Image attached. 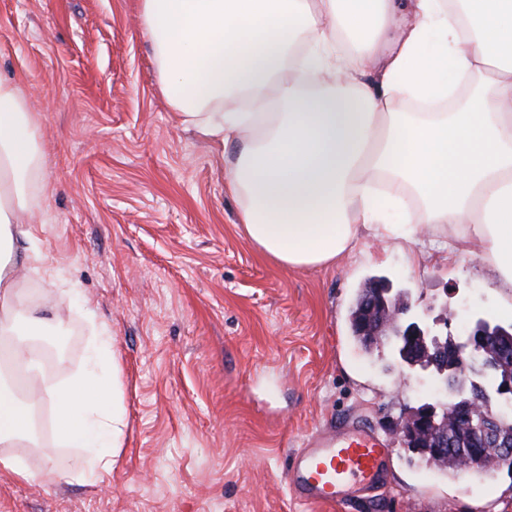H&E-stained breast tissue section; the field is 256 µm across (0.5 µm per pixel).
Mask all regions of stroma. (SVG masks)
<instances>
[{
  "instance_id": "35a3bbf8",
  "label": "stroma",
  "mask_w": 512,
  "mask_h": 512,
  "mask_svg": "<svg viewBox=\"0 0 512 512\" xmlns=\"http://www.w3.org/2000/svg\"><path fill=\"white\" fill-rule=\"evenodd\" d=\"M141 0H0V76L17 82L38 128L32 206L41 273L62 292L42 308L47 378L83 371L98 329L120 367L124 444L110 475L84 483L0 474V512H512L507 471L448 474L393 445L387 479L336 508L305 505L286 482L319 430L363 424L393 437L433 399L425 370L400 381L388 348L350 331L358 291H406L411 315L461 337L483 317L512 323V300L483 259L458 272L361 237L330 270L276 266L238 235L224 185L232 152L183 130L158 87Z\"/></svg>"
}]
</instances>
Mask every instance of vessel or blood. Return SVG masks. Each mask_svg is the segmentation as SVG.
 I'll return each mask as SVG.
<instances>
[{"label": "vessel or blood", "instance_id": "obj_1", "mask_svg": "<svg viewBox=\"0 0 512 512\" xmlns=\"http://www.w3.org/2000/svg\"><path fill=\"white\" fill-rule=\"evenodd\" d=\"M389 446L385 437L362 426L317 432L290 464L288 489L303 502L336 506L347 500L353 487L380 482Z\"/></svg>", "mask_w": 512, "mask_h": 512}]
</instances>
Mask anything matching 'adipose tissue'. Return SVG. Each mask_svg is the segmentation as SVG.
Wrapping results in <instances>:
<instances>
[{"label": "adipose tissue", "instance_id": "1", "mask_svg": "<svg viewBox=\"0 0 512 512\" xmlns=\"http://www.w3.org/2000/svg\"><path fill=\"white\" fill-rule=\"evenodd\" d=\"M414 12L392 46L394 0H141L140 18L181 123L236 145L224 181L241 201L238 233L264 257L329 269L360 236L387 247L426 234L449 260L479 254L512 292V0H414ZM342 39L354 45L344 56ZM328 66L347 79L307 83ZM476 75L458 111L406 107ZM37 164L23 92L0 79V355L25 378L42 372L43 320L25 310L19 277L43 255L12 245L30 233L23 189ZM92 358L41 388L52 412L39 431L21 386L0 381L1 472L34 479L23 447L42 450L53 482L111 472L125 427L111 337H96ZM60 447L82 454L62 464Z\"/></svg>", "mask_w": 512, "mask_h": 512}]
</instances>
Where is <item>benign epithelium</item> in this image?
<instances>
[{"instance_id": "1", "label": "benign epithelium", "mask_w": 512, "mask_h": 512, "mask_svg": "<svg viewBox=\"0 0 512 512\" xmlns=\"http://www.w3.org/2000/svg\"><path fill=\"white\" fill-rule=\"evenodd\" d=\"M368 300L370 311L378 312L379 327L361 328L362 336H381L398 354L401 365L413 371L419 364L407 351L416 343L428 345L426 358L435 366L434 374L440 390L450 394L448 402L425 403L411 410L395 425V435L405 448L437 460L448 447V433L442 425L451 419L467 422L465 431L486 449H492L501 468L512 466V429L500 423L501 411L493 407L495 396L512 400V376L496 384V395H491L478 382L464 391L461 380L478 368L489 366V349L495 332L486 319L476 320L462 340H440L441 333L419 320L408 318L410 305L402 298H393L381 285H372ZM454 364L448 365V359Z\"/></svg>"}]
</instances>
